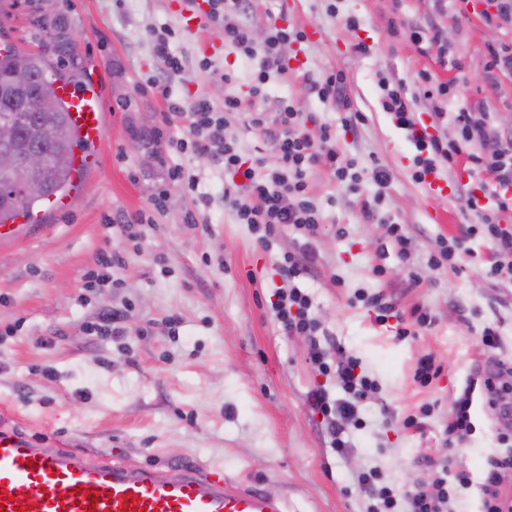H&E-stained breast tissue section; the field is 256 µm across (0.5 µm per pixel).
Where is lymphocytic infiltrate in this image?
<instances>
[{
	"label": "lymphocytic infiltrate",
	"instance_id": "obj_1",
	"mask_svg": "<svg viewBox=\"0 0 512 512\" xmlns=\"http://www.w3.org/2000/svg\"><path fill=\"white\" fill-rule=\"evenodd\" d=\"M209 17L223 27L224 40L237 47L247 63L254 68V96H261L262 86L270 72L284 71L287 63L283 57L284 44L299 42L302 31L283 26H271L263 44H255L243 17L247 0H209ZM383 106L390 112L397 125L410 132V140L418 152L416 179H425L435 172L438 160L453 161L458 145L445 143L434 137L415 135L416 126L412 105L403 87L386 89ZM243 109V103L235 97L224 100L223 110H216L207 97L197 98L189 107L192 117L190 140L179 141L180 150H189L201 157L223 161L224 171L230 177H242L237 192H225L224 199L233 208L239 223L248 225L262 247H270L276 235L284 229L300 232L306 239H314L321 228L322 219L307 196V171L316 163L325 164L335 179L345 181L348 168L343 165L335 145V134L330 127H320L318 135H311L309 126L313 115L299 111L290 100H280L276 127L266 125L261 112L249 115V126L258 129L270 139L277 155L275 168H267L263 157L243 161L237 143L227 132V116ZM495 175L496 188L490 204L480 203L478 197L469 196L468 209L477 218L470 225L469 234H482L490 245L493 261L487 268L488 277L500 276L512 270V232L502 228L496 220L497 213L512 210V140L500 144L489 164ZM312 256L308 249L288 251L277 263L278 274L291 281V288H278L271 309L282 331L288 335L315 336L320 322L312 312V299L298 287V280L310 273ZM512 376V362L497 360L492 374H469L463 384L451 416L448 419L449 436H457L473 429L472 409L474 402H482L494 417L499 430L498 440L507 445L505 455L490 457L480 484L482 512H505L508 504L501 489L503 470L512 467V405L503 403L506 390L504 376ZM310 407L328 421L330 446L343 450L344 426L356 421L357 411L353 403H331L323 388H316L308 395ZM468 474L459 472L447 477L440 472L432 482L416 486L396 496L394 490L381 484L375 470H368L359 477L361 488L373 499L370 512H394L398 500H405L408 512H448L453 485L469 486Z\"/></svg>",
	"mask_w": 512,
	"mask_h": 512
}]
</instances>
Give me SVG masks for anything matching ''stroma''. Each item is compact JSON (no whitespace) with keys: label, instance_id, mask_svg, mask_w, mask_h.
Returning <instances> with one entry per match:
<instances>
[{"label":"stroma","instance_id":"1","mask_svg":"<svg viewBox=\"0 0 512 512\" xmlns=\"http://www.w3.org/2000/svg\"><path fill=\"white\" fill-rule=\"evenodd\" d=\"M183 3L0 0L9 18L1 32L19 51L46 57L50 76L77 85L94 77L105 100L99 164L73 190L74 208L48 212L0 241V423L47 448H77L91 466L112 458L220 470L285 498L288 512H367L358 475L377 468L399 488L427 481L447 452L444 430L466 376L512 360V274L486 278L489 245L466 234L476 221L466 193L489 179L463 155L437 166L446 196H428L413 177L416 150L383 109L380 86L403 85L417 120L442 141L458 137V95L498 138L512 137V75L486 77L488 48L512 47V24H485L487 0H250L245 21L255 42L277 20L307 33L284 46L287 70L272 73L255 97L252 66L210 19L187 33ZM161 26L175 30L171 47L186 68L165 97L149 85L160 67L148 31ZM411 28L439 33L442 53H420L406 36ZM360 42L367 52H354ZM203 59L208 69H200ZM327 71L345 76L349 109L363 116L354 126L342 124L349 109L309 89ZM441 84L447 94L438 93ZM200 95L219 109L225 97L242 99L246 110L228 114L227 132L244 156L271 165L272 145L249 127L247 113L262 110L271 124L281 98L299 102L335 129L336 148L358 175L350 184L321 164L307 172L323 218L313 273L303 281L325 331L320 347L330 362L353 360L376 383L358 405V424L346 428L347 453L331 448L327 422L307 400L318 387L336 399L344 391L310 363L308 338L284 335L268 311L282 284L276 260L302 237L287 231L270 250L260 248L224 199L223 162L169 146L187 137L184 111ZM175 165L194 188L169 179ZM377 166L388 174L382 189L373 180ZM142 211L152 223L134 225L131 238L118 232ZM391 224L405 228L410 267L388 237ZM450 236L464 237L472 252L460 272L429 264L438 240ZM109 252L121 257L110 268L101 263ZM377 264L383 276L373 275ZM362 291L391 296L396 317L377 322L357 299ZM106 306L124 312L121 335H89ZM418 306L432 314L431 326H415ZM491 324L503 343L495 353L480 342ZM400 325L409 335H397ZM8 326L15 334L4 335ZM428 355L442 371L423 386L414 373ZM425 404L430 415L405 426ZM472 420L474 431L449 451L453 471L473 480L453 512H480L477 484L501 451L482 406Z\"/></svg>","mask_w":512,"mask_h":512}]
</instances>
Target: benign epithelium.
<instances>
[{
	"instance_id": "obj_1",
	"label": "benign epithelium",
	"mask_w": 512,
	"mask_h": 512,
	"mask_svg": "<svg viewBox=\"0 0 512 512\" xmlns=\"http://www.w3.org/2000/svg\"><path fill=\"white\" fill-rule=\"evenodd\" d=\"M6 96L16 112H32L34 109L46 110L43 103L35 104V94L27 84H11L0 87V96ZM56 139V130L48 122L31 126L30 135L24 142H18L10 124L0 125V171L10 175L9 197L17 202L21 198L41 191L42 174L45 168L54 164L62 166L68 158L62 153L48 156L45 145Z\"/></svg>"
}]
</instances>
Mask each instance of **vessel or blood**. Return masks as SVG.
Here are the masks:
<instances>
[{
    "label": "vessel or blood",
    "mask_w": 512,
    "mask_h": 512,
    "mask_svg": "<svg viewBox=\"0 0 512 512\" xmlns=\"http://www.w3.org/2000/svg\"><path fill=\"white\" fill-rule=\"evenodd\" d=\"M78 130L82 149L74 166L86 172L96 166L91 152L104 136V100L95 82L58 83ZM99 494L90 502L87 494ZM0 504L5 512H288L285 501L256 488H244L224 475L196 469L135 467L108 459L85 464L81 453L45 448L27 436L0 429Z\"/></svg>",
    "instance_id": "obj_1"
}]
</instances>
